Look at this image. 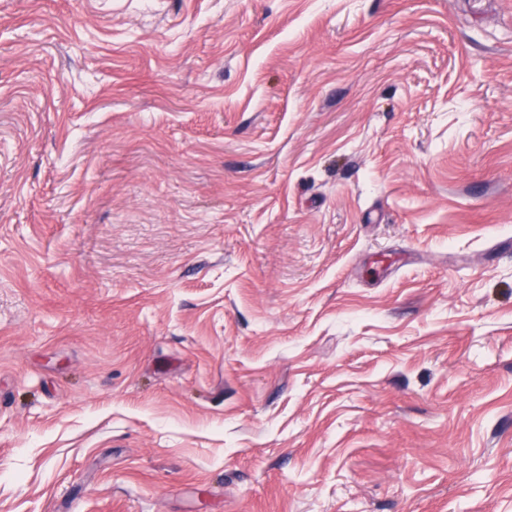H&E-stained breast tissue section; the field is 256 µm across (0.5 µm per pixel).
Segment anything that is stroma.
I'll use <instances>...</instances> for the list:
<instances>
[{"instance_id": "obj_1", "label": "stroma", "mask_w": 512, "mask_h": 512, "mask_svg": "<svg viewBox=\"0 0 512 512\" xmlns=\"http://www.w3.org/2000/svg\"><path fill=\"white\" fill-rule=\"evenodd\" d=\"M0 512H512V0H0Z\"/></svg>"}]
</instances>
